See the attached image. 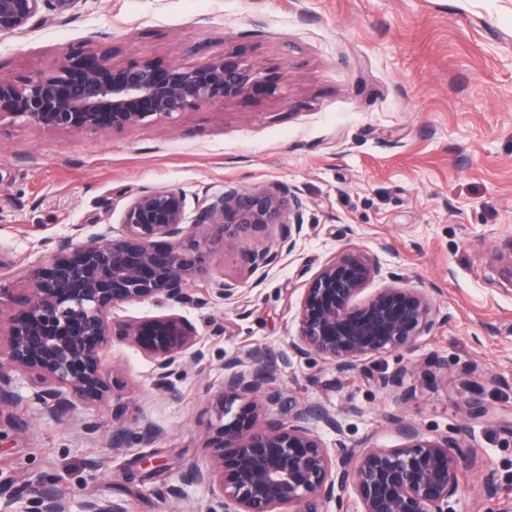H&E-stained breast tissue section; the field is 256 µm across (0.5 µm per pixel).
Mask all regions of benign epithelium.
<instances>
[{"instance_id":"1","label":"benign epithelium","mask_w":512,"mask_h":512,"mask_svg":"<svg viewBox=\"0 0 512 512\" xmlns=\"http://www.w3.org/2000/svg\"><path fill=\"white\" fill-rule=\"evenodd\" d=\"M79 0H0V35L28 28L45 4L67 16ZM113 47L97 44L66 53L56 70L20 81L0 76V119L58 131L124 130L164 121L215 102L244 103L273 94L281 76H264L237 53L184 66L152 60L111 63ZM302 199L282 184L245 191L230 187L197 200L187 220L186 198L175 189L145 191L129 200L121 229L73 233L41 240L46 262L32 266L22 295L0 283V310L14 307L0 346V401L19 397L15 374L27 378V399L58 414L91 407L113 394L102 357L113 339L139 347L154 364L155 384L203 359L201 337L184 316L119 319L113 309L131 303L197 306L206 299L188 284L219 243L256 236L281 225L282 239L302 230ZM214 227L215 235L196 230ZM381 276L377 257L352 251L326 262L304 288L291 348L300 358L318 355L342 371L368 357L413 347L434 327L422 288L388 285L366 293ZM246 370L225 364L222 393L213 403L207 441L211 463L192 472L217 506L207 512H454L461 491L463 453L457 439L428 438L411 425L399 448H329L309 427L336 419L315 404L295 410L277 426L261 419L258 394L279 398L276 358L265 348L250 354ZM112 446L123 442L125 407L112 408ZM36 512H67L57 489L43 481ZM81 512H125L118 503L87 499Z\"/></svg>"}]
</instances>
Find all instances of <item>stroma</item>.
Wrapping results in <instances>:
<instances>
[{"instance_id":"obj_1","label":"stroma","mask_w":512,"mask_h":512,"mask_svg":"<svg viewBox=\"0 0 512 512\" xmlns=\"http://www.w3.org/2000/svg\"><path fill=\"white\" fill-rule=\"evenodd\" d=\"M95 41L113 45L117 64L237 51L282 84L121 131L0 121L1 283L27 288L43 238L77 224L120 229L125 204L147 188L181 191L191 205L228 187L284 184L303 201V229L286 243L273 224L211 254L191 284L205 305L179 310L205 358L171 391L155 386L136 346L105 351L106 373L122 383V447L112 446L113 403L52 415L27 402L18 378L19 399L0 402V504L30 506L42 480L69 512L89 498L125 512H206L211 493L191 473L210 463L211 403L225 363L250 367L258 346L288 358L279 400L263 403L267 422L316 403L339 422L313 426L331 448L399 447L402 424L451 436L465 456L455 512L512 502V0H78L68 17L45 9L33 28L0 35V75L51 73ZM350 250L377 256L383 284L424 289L435 324L412 349L343 372L294 357L291 342L306 284ZM261 251L276 260L252 269ZM230 281L238 292L226 299L218 290ZM397 372L402 387L382 385ZM147 421L163 430L148 449L135 438ZM143 455L162 471L130 478Z\"/></svg>"}]
</instances>
